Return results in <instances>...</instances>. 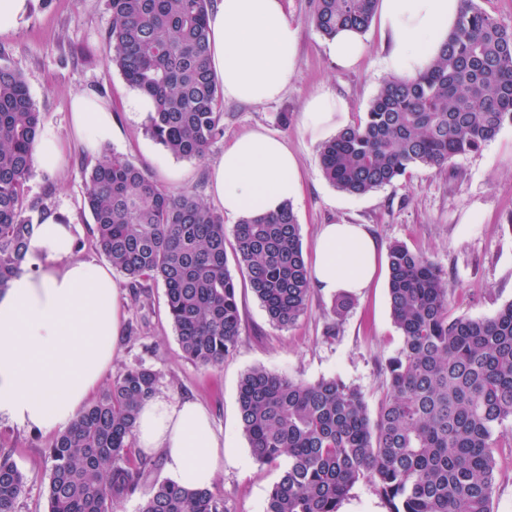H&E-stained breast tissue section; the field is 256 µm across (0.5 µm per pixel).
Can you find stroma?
Instances as JSON below:
<instances>
[{"instance_id":"1","label":"stroma","mask_w":512,"mask_h":512,"mask_svg":"<svg viewBox=\"0 0 512 512\" xmlns=\"http://www.w3.org/2000/svg\"><path fill=\"white\" fill-rule=\"evenodd\" d=\"M311 3L285 0L288 16L298 27V65L287 90L264 105L223 102L224 136L201 161L170 155L146 134L145 115L129 111L133 90L103 52L112 24L109 0H34L18 28L0 35V65L22 74L43 114L44 131L70 143L63 167L52 173L37 170L30 177L27 195L36 205L30 216L38 218L44 210L72 219L78 226L79 257L101 265L107 262L90 234L93 219L83 196L87 167L121 154L166 189L192 190L216 210L220 204L209 188L212 165L223 155L226 139L259 127L286 137L299 159L302 193L293 209L305 258H313L324 224L368 225L380 244L372 288L356 297L354 306L337 321L331 316L332 297L316 291L307 314L291 327H277L248 283L239 281L238 346L214 369L185 358L168 317L162 284H153L141 295L123 274H115L124 301L125 334L102 381L111 383L126 368L142 364L158 373V395L191 397L208 408L227 448L215 486L224 512H263L269 490L288 464L284 458L261 464L251 456L237 404L238 384L247 370L262 367L309 382L341 379L358 388L370 415H377L386 394L385 364L402 343L388 299L391 244H404L438 264L453 288V314L488 317L512 301V125L446 169L415 167L394 184L366 195L336 188L321 171L317 142L303 130L304 102L318 91L340 94L355 123L386 76L379 34L372 26L363 34L365 50L358 67L336 69L324 52V36L309 20ZM78 93L99 99L115 119L112 142L94 155L71 138L70 99ZM54 438V433L0 419V454L10 455L25 476L15 512H46Z\"/></svg>"}]
</instances>
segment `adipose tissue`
<instances>
[{"label": "adipose tissue", "instance_id": "obj_1", "mask_svg": "<svg viewBox=\"0 0 512 512\" xmlns=\"http://www.w3.org/2000/svg\"><path fill=\"white\" fill-rule=\"evenodd\" d=\"M461 0H378L374 23L389 78L412 79L430 65L455 25ZM211 61L224 97L264 104L279 99L297 68L298 27L285 0H219L210 16ZM348 105L311 95L302 126L312 139L344 127ZM73 135L97 150L113 138L111 111L95 98L71 101ZM211 192L225 214L273 213L299 195V162L284 138L257 129L228 143L211 168ZM379 243L361 224H325L311 278L333 296L370 288ZM124 333L110 267L78 258L73 224L49 214L26 246L22 272L0 292V419L64 430L86 407ZM136 454L162 455L176 482L213 487L224 468V437L194 400L146 399L135 428Z\"/></svg>", "mask_w": 512, "mask_h": 512}]
</instances>
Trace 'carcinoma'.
I'll use <instances>...</instances> for the list:
<instances>
[{
	"label": "carcinoma",
	"instance_id": "1",
	"mask_svg": "<svg viewBox=\"0 0 512 512\" xmlns=\"http://www.w3.org/2000/svg\"><path fill=\"white\" fill-rule=\"evenodd\" d=\"M213 0H110L106 56L149 96L146 132L168 153L202 160L224 134L222 88L210 63ZM377 0H314L312 21L330 37L364 32ZM42 113L22 75L0 65V292L23 271L34 223L26 183ZM512 124V28L462 0L454 30L429 68L385 82L363 120L319 147L324 177L365 195L413 167L443 168ZM84 203L97 249L131 287H165L184 356L208 368L232 354L241 331L238 283L228 268L224 216L194 193H172L131 159L85 172ZM238 271L280 328L295 324L313 292L291 204L232 228ZM388 297L402 346L385 365L388 391L371 417L360 391L338 378L305 382L262 367L239 382L240 426L253 459L288 467L264 512H339L370 482L387 512H493L494 435H512V302L487 318L455 316L452 288L429 257L389 246ZM159 376L126 369L58 433L50 448L47 512H120L149 467L134 454L142 402ZM21 471L0 455V512H14ZM139 512H223L209 488L152 485Z\"/></svg>",
	"mask_w": 512,
	"mask_h": 512
}]
</instances>
